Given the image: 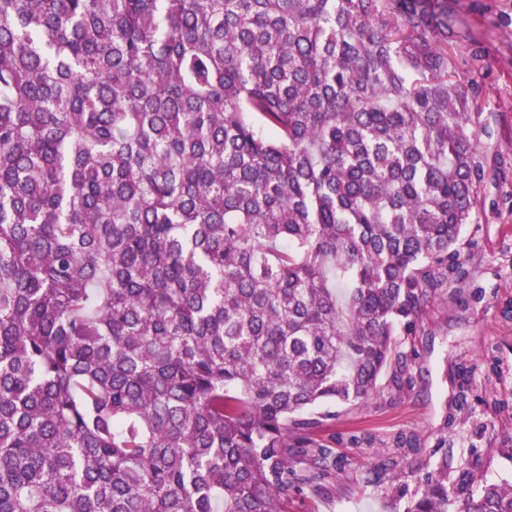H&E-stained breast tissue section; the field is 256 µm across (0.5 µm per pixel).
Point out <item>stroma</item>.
I'll return each instance as SVG.
<instances>
[{
    "label": "stroma",
    "mask_w": 512,
    "mask_h": 512,
    "mask_svg": "<svg viewBox=\"0 0 512 512\" xmlns=\"http://www.w3.org/2000/svg\"><path fill=\"white\" fill-rule=\"evenodd\" d=\"M448 21L458 77L480 89L478 205L447 292L421 317L409 380L337 406L323 436L340 468L322 497L289 491L288 512H404L442 459L455 487L470 472L512 481V0H448ZM401 433L417 438L405 455L391 446Z\"/></svg>",
    "instance_id": "1"
}]
</instances>
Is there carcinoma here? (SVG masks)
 <instances>
[{
  "label": "carcinoma",
  "instance_id": "1",
  "mask_svg": "<svg viewBox=\"0 0 512 512\" xmlns=\"http://www.w3.org/2000/svg\"><path fill=\"white\" fill-rule=\"evenodd\" d=\"M448 0H0V512H288L398 389L484 178ZM406 512H512V484Z\"/></svg>",
  "mask_w": 512,
  "mask_h": 512
}]
</instances>
